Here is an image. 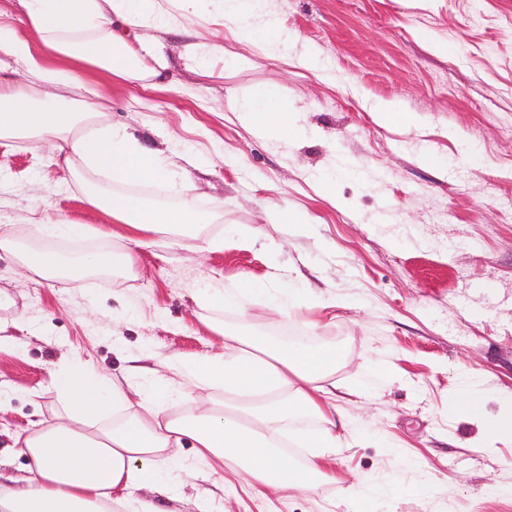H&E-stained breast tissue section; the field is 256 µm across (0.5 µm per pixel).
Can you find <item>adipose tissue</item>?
<instances>
[{
	"instance_id": "1",
	"label": "adipose tissue",
	"mask_w": 512,
	"mask_h": 512,
	"mask_svg": "<svg viewBox=\"0 0 512 512\" xmlns=\"http://www.w3.org/2000/svg\"><path fill=\"white\" fill-rule=\"evenodd\" d=\"M224 25L238 42L262 57H287L288 40L275 35L260 17L257 0H214ZM42 46L34 51L14 26L0 21V50L21 56L24 69L16 79L0 82V139L31 141L63 160L81 186L86 203L109 214L134 232L172 226L195 239L204 224L224 216V201L212 199L198 208L184 179V196L176 204L150 201L137 186L165 181L169 170L158 153L143 146L124 128L108 120L110 97L86 78L102 70L125 86L168 87L169 64L145 38L148 30H166L177 16L198 13L202 0H17ZM53 52L81 62L78 70L53 68L43 54ZM225 111L259 136L279 141L290 137L288 101L268 100L263 93L228 92ZM0 250L15 255L26 273L53 277L59 266L51 250L21 249L10 235H0ZM211 302L247 309L262 304L287 314L283 292L241 287L211 293ZM224 338L223 353L179 366L190 386L195 412L173 415L169 394L159 385L132 387L128 380L91 376L78 362L55 375L65 398L64 412L38 430L16 436L29 460L30 476L16 487L0 486V512H104L112 498L126 512H162L154 501L132 497L147 486L165 494L179 461L174 453L191 440L199 460H228L255 482L288 492L324 478L325 449L339 440L327 427L336 394L326 387L340 358L336 347L320 348L252 342L242 345L236 333L215 326ZM264 396L247 407V420L235 408L213 401L209 388ZM300 416L319 420L321 429L304 432L301 447L312 454L304 466L290 460L279 437Z\"/></svg>"
}]
</instances>
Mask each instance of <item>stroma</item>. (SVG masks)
Instances as JSON below:
<instances>
[{"mask_svg": "<svg viewBox=\"0 0 512 512\" xmlns=\"http://www.w3.org/2000/svg\"><path fill=\"white\" fill-rule=\"evenodd\" d=\"M292 43L288 59L254 57L185 71L180 41L153 37L173 86L158 93L92 79L112 91L113 124L173 157V142L206 155L174 159L196 181L197 200H224L207 225L213 249L162 231L129 239L124 225L86 205L45 150L0 140V233L75 256L103 248L134 254L132 272L27 277L0 251V473L20 476L27 459L15 432L62 409L54 374L72 362L97 375L125 373L154 355L164 377L174 360L223 352L209 322L246 338L312 337L336 345L332 377L347 387L337 406L367 432H383L392 455L366 435L327 459L316 487L266 499L232 463L211 470L191 444L178 451L172 512H350L364 483L389 487L388 512H512V437L484 441L482 424L512 410V0H261ZM284 97L295 137L272 141L224 111L227 91ZM155 104L152 112L137 103ZM418 116L391 125L385 116ZM228 155L243 157L232 169ZM87 224L104 237L45 242L31 220ZM305 213L278 223L274 206ZM247 279L288 291L281 316L257 304L213 306L203 287ZM390 362L376 392L365 375ZM481 417L456 408L464 391Z\"/></svg>", "mask_w": 512, "mask_h": 512, "instance_id": "obj_1", "label": "stroma"}]
</instances>
